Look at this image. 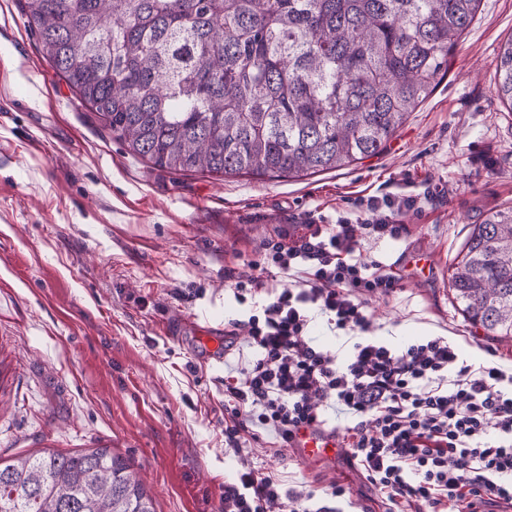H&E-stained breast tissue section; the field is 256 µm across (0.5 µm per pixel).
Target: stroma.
<instances>
[{
    "label": "stroma",
    "mask_w": 512,
    "mask_h": 512,
    "mask_svg": "<svg viewBox=\"0 0 512 512\" xmlns=\"http://www.w3.org/2000/svg\"><path fill=\"white\" fill-rule=\"evenodd\" d=\"M512 0H481L448 73L378 155L302 178L175 174L131 156L0 0V457L106 446L128 457L157 512H224L249 466L312 493L310 512H381L344 457L313 463L259 440L224 441L222 364L198 357L199 326L232 328L254 304L227 272L294 224L365 218L363 200H415L399 238L362 241L398 286L368 301L371 336L402 349L444 336L472 366L512 370L449 288L475 224L512 205V111L495 94ZM350 496H332L333 485Z\"/></svg>",
    "instance_id": "1"
}]
</instances>
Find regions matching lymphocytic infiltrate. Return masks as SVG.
<instances>
[{
  "label": "lymphocytic infiltrate",
  "instance_id": "f902f5d3",
  "mask_svg": "<svg viewBox=\"0 0 512 512\" xmlns=\"http://www.w3.org/2000/svg\"><path fill=\"white\" fill-rule=\"evenodd\" d=\"M411 199L370 200L364 223L308 224L261 247V270L287 281L241 325L253 358L224 377V440L270 434L289 447L302 427L348 419L336 437L385 512H495L512 506V374L460 362L444 337L404 350L369 339L368 299L395 279L361 262L362 237L395 239ZM361 332L344 361L308 335L310 311ZM301 498L247 468L224 487V512H299Z\"/></svg>",
  "mask_w": 512,
  "mask_h": 512
}]
</instances>
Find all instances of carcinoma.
<instances>
[{
    "label": "carcinoma",
    "mask_w": 512,
    "mask_h": 512,
    "mask_svg": "<svg viewBox=\"0 0 512 512\" xmlns=\"http://www.w3.org/2000/svg\"><path fill=\"white\" fill-rule=\"evenodd\" d=\"M481 0H18L58 76L168 172L300 177L378 155L448 74ZM496 96L512 109V37ZM467 320L512 340V208L449 275ZM0 512H156L110 448L0 457Z\"/></svg>",
    "instance_id": "carcinoma-1"
}]
</instances>
